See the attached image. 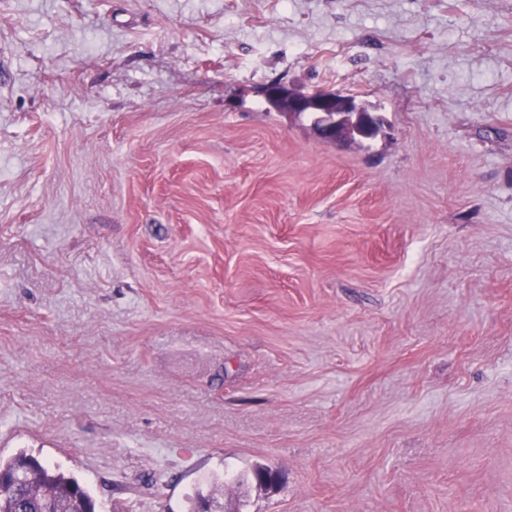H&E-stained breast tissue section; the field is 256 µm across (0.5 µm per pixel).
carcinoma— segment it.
<instances>
[{"instance_id":"carcinoma-1","label":"carcinoma","mask_w":512,"mask_h":512,"mask_svg":"<svg viewBox=\"0 0 512 512\" xmlns=\"http://www.w3.org/2000/svg\"><path fill=\"white\" fill-rule=\"evenodd\" d=\"M0 512H96L95 503L71 477L20 454L0 462Z\"/></svg>"}]
</instances>
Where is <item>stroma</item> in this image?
Instances as JSON below:
<instances>
[{
  "label": "stroma",
  "instance_id": "stroma-1",
  "mask_svg": "<svg viewBox=\"0 0 512 512\" xmlns=\"http://www.w3.org/2000/svg\"><path fill=\"white\" fill-rule=\"evenodd\" d=\"M20 453L97 512H512V0H0ZM260 94L266 105L294 120L311 118L315 136L339 143L356 137L372 139L383 128L381 116L361 106L355 97L332 90L303 92L285 82L264 87Z\"/></svg>",
  "mask_w": 512,
  "mask_h": 512
}]
</instances>
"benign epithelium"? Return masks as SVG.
I'll use <instances>...</instances> for the list:
<instances>
[{
  "mask_svg": "<svg viewBox=\"0 0 512 512\" xmlns=\"http://www.w3.org/2000/svg\"><path fill=\"white\" fill-rule=\"evenodd\" d=\"M260 94L266 105L299 120L311 118L315 136L339 143L356 137L372 139L383 128L381 116L361 106L355 97L332 90L303 92L285 82L264 87Z\"/></svg>",
  "mask_w": 512,
  "mask_h": 512,
  "instance_id": "1",
  "label": "benign epithelium"
}]
</instances>
